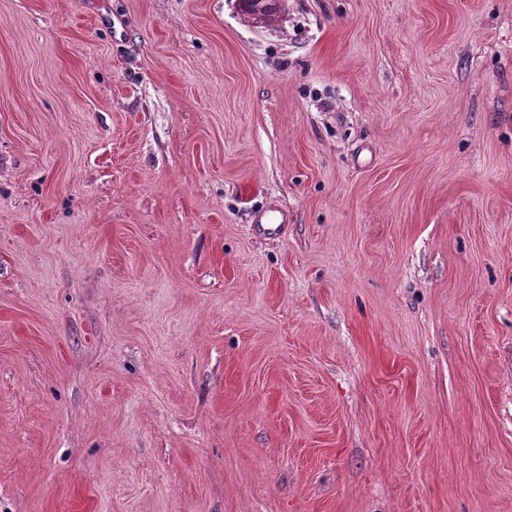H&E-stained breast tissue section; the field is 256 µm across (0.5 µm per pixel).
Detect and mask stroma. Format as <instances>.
I'll return each mask as SVG.
<instances>
[{"mask_svg":"<svg viewBox=\"0 0 512 512\" xmlns=\"http://www.w3.org/2000/svg\"><path fill=\"white\" fill-rule=\"evenodd\" d=\"M0 512H512V0H0ZM280 1V3H279ZM244 18L256 27L272 26L282 11L283 0H239Z\"/></svg>","mask_w":512,"mask_h":512,"instance_id":"obj_1","label":"stroma"}]
</instances>
